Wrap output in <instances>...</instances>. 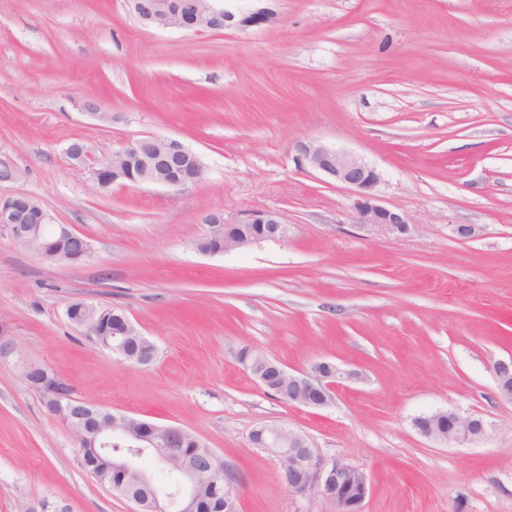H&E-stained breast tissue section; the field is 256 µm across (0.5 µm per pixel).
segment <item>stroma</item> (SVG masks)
I'll return each mask as SVG.
<instances>
[{"label": "stroma", "instance_id": "stroma-1", "mask_svg": "<svg viewBox=\"0 0 512 512\" xmlns=\"http://www.w3.org/2000/svg\"><path fill=\"white\" fill-rule=\"evenodd\" d=\"M271 23L189 34L142 26L125 0H0V195L26 194L86 236L57 266L0 236V325L73 396L180 426L234 469L238 512H335L288 493L261 424L306 434L362 468L364 512H512V0H224ZM95 100L97 115L84 110ZM146 135L205 166L199 184L95 192L66 155L106 157ZM353 152L382 177L401 236L357 223L351 190L296 161L298 141ZM280 212L282 241L198 252L204 217ZM462 225L475 227L460 237ZM74 301L125 310L154 342L147 366L92 343ZM350 371L326 406L281 402L235 354ZM451 409L482 442L421 436ZM80 446L10 361L0 362V512L45 500L130 512L79 465ZM493 375L495 378L498 397L512 403V357L508 360H499L494 363ZM414 427L427 439L445 444H471L490 437L491 424L483 418L437 410L415 418Z\"/></svg>", "mask_w": 512, "mask_h": 512}]
</instances>
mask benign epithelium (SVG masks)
<instances>
[{
	"mask_svg": "<svg viewBox=\"0 0 512 512\" xmlns=\"http://www.w3.org/2000/svg\"><path fill=\"white\" fill-rule=\"evenodd\" d=\"M222 0H195L192 15L188 16L160 0H127L130 11L146 27L178 29L194 34L227 27L247 28L272 21L266 10H257L248 15L235 17L221 5ZM184 162V171L175 177L158 175V168L167 162L165 155ZM299 160L309 168L327 176L356 195L354 209L357 222L370 226L378 233L403 235L410 226L404 213L383 205L375 194L381 181L380 173L369 166L361 157L315 141L298 145ZM68 157L75 164L89 170L97 188H112L124 181H133L127 175L123 161L133 156L140 164V182L181 188L197 184L204 177V165L200 157L176 139L146 136L129 142L112 153V165L107 159L93 153L82 140L71 143L67 148ZM204 223L212 228L224 225V243H216L201 250L207 255H216L236 249H243L265 239L284 240L288 237V224L276 211L249 212L234 221L224 219V213L207 215ZM70 240L86 241L69 224H58L53 215L42 205L33 202L26 194L0 197V235L9 237L21 245L44 238L47 229ZM15 359L23 379H28L32 362L23 359L19 345L0 336V362ZM277 376L288 381L294 390L295 400L291 404L307 408L327 405L336 387L341 385L345 373L329 362L315 364L311 372H288L280 363H275ZM498 397L512 403V357L494 363ZM63 382L55 375L43 379L34 386L47 399V407L75 435L82 438L85 432L101 447L112 438L126 439L134 448H155L164 439L171 445L164 457V463L181 480L176 495H166L154 500L153 512H189L195 497L199 471L188 464H180L172 444L187 430L176 425H158L138 421L141 431L129 433L125 429L127 416L110 411H101L87 399L64 400L59 393ZM414 427L427 439L445 444H471L490 437L491 424L480 417L463 416L458 412L437 410L415 418ZM253 433L265 439L272 446L269 453L274 455L280 466H288V483L285 487L293 496L307 499L322 497L331 501L336 512H363V505L371 491L368 474L361 468L343 460H327L322 457L301 432L278 425L263 424Z\"/></svg>",
	"mask_w": 512,
	"mask_h": 512,
	"instance_id": "benign-epithelium-1",
	"label": "benign epithelium"
}]
</instances>
